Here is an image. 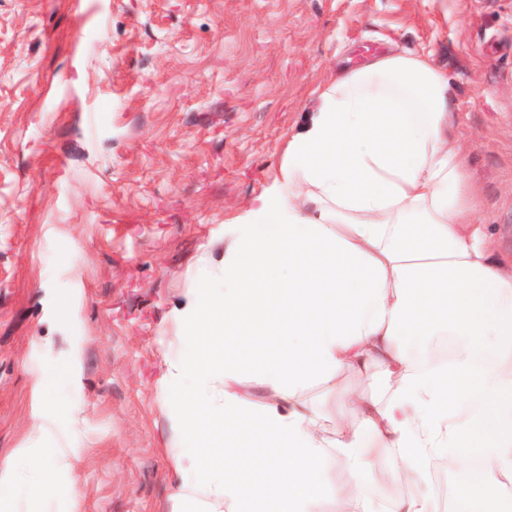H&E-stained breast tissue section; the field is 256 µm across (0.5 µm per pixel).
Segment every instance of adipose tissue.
I'll return each mask as SVG.
<instances>
[{
    "mask_svg": "<svg viewBox=\"0 0 512 512\" xmlns=\"http://www.w3.org/2000/svg\"><path fill=\"white\" fill-rule=\"evenodd\" d=\"M478 209L429 53L374 57L323 89L174 314L191 342L158 394L184 444L177 512H439L433 463L451 448L452 467L486 463L464 497L493 512L487 489L512 488V258ZM429 336L456 349L413 368L408 346ZM374 367L381 393H343L335 422L303 395ZM18 454L45 491L75 466L54 448ZM334 458L374 486L395 460L415 491L347 495Z\"/></svg>",
    "mask_w": 512,
    "mask_h": 512,
    "instance_id": "adipose-tissue-1",
    "label": "adipose tissue"
}]
</instances>
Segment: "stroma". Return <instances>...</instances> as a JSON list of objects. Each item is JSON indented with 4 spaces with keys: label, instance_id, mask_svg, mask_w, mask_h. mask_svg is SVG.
Segmentation results:
<instances>
[{
    "label": "stroma",
    "instance_id": "stroma-1",
    "mask_svg": "<svg viewBox=\"0 0 512 512\" xmlns=\"http://www.w3.org/2000/svg\"><path fill=\"white\" fill-rule=\"evenodd\" d=\"M392 49L447 71L478 219L511 258L512 0H0V459L76 460L47 498L18 478V512H172L174 313L336 71ZM378 379L305 396L332 415Z\"/></svg>",
    "mask_w": 512,
    "mask_h": 512
}]
</instances>
